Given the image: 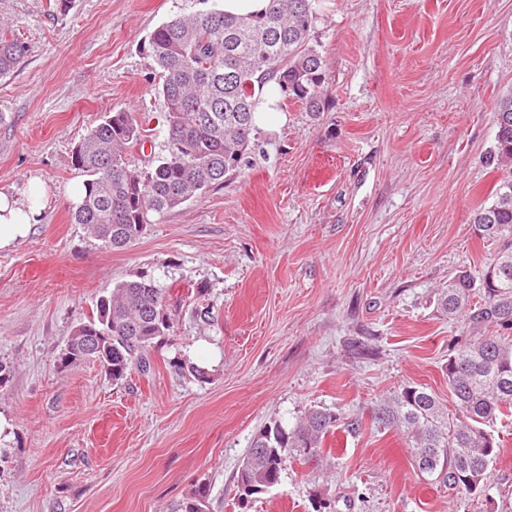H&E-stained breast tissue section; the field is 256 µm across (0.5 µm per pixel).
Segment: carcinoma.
<instances>
[{"label":"carcinoma","mask_w":512,"mask_h":512,"mask_svg":"<svg viewBox=\"0 0 512 512\" xmlns=\"http://www.w3.org/2000/svg\"><path fill=\"white\" fill-rule=\"evenodd\" d=\"M317 11L318 0H268L256 15L213 8L180 13L158 26L143 51L154 62L165 104L163 154L144 169L131 168L127 154L144 148V124L130 112L104 113L73 151V165L86 176L73 223L114 248L126 247L169 211L223 184L248 154L255 97L269 83L283 104L324 111L328 75L310 43ZM29 51L27 42L0 27V76ZM485 164L502 176L473 224L497 245V255L475 273L458 271L440 298L448 319L463 318L466 329L446 366L454 412L423 386L405 387L373 408L378 424L405 436L417 474L450 495L485 491L500 454L487 426L512 417V97L498 106ZM190 313L209 326L217 321L205 289H197ZM173 328L166 289L141 275L100 296L69 347L76 356L86 337H102L99 359L118 381L134 364L146 368L147 350L167 341ZM169 366L181 377L210 379L185 357ZM335 423V416L313 407L291 428L275 422L260 429L237 477L240 502L278 485L290 463L320 465L322 439Z\"/></svg>","instance_id":"obj_1"}]
</instances>
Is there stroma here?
<instances>
[{"instance_id":"obj_1","label":"stroma","mask_w":512,"mask_h":512,"mask_svg":"<svg viewBox=\"0 0 512 512\" xmlns=\"http://www.w3.org/2000/svg\"><path fill=\"white\" fill-rule=\"evenodd\" d=\"M223 0H0L32 52L0 77V191L38 188L30 234L0 250V512H512V423L486 495L417 476L402 433L372 408L407 386L450 403L445 366L463 331L438 308L458 270L496 246L474 210L499 179L485 166L512 94V0H322L311 43L328 109L282 107L247 163L115 250L70 220L84 181L75 146L100 115H145L160 155L164 101L141 41L170 16ZM151 275L176 313L149 373L114 381L60 356L100 295ZM204 288L217 322L187 309ZM184 354L208 382L177 376ZM312 407L340 422L328 465L291 464L240 505L254 435ZM361 418L359 433L343 420Z\"/></svg>"}]
</instances>
